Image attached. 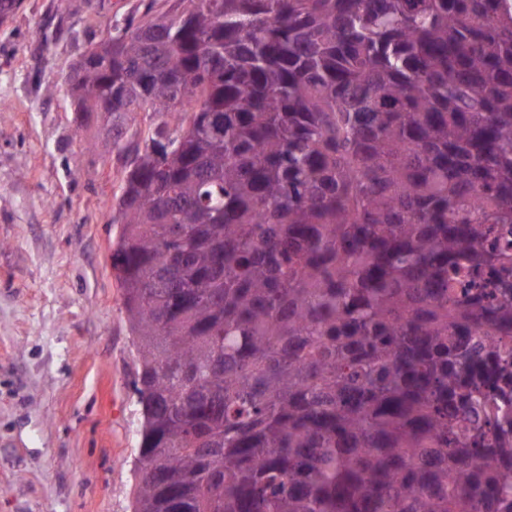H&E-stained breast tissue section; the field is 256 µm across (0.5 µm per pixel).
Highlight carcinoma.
<instances>
[{
    "label": "carcinoma",
    "mask_w": 512,
    "mask_h": 512,
    "mask_svg": "<svg viewBox=\"0 0 512 512\" xmlns=\"http://www.w3.org/2000/svg\"><path fill=\"white\" fill-rule=\"evenodd\" d=\"M117 31L78 111L115 147L177 120L112 219L132 512H512V0H178Z\"/></svg>",
    "instance_id": "1"
}]
</instances>
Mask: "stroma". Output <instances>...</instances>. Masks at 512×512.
I'll return each mask as SVG.
<instances>
[{
  "label": "stroma",
  "mask_w": 512,
  "mask_h": 512,
  "mask_svg": "<svg viewBox=\"0 0 512 512\" xmlns=\"http://www.w3.org/2000/svg\"><path fill=\"white\" fill-rule=\"evenodd\" d=\"M173 0H22L0 24V512H130L138 437L112 271L123 171L112 120L65 74L110 21Z\"/></svg>",
  "instance_id": "1"
}]
</instances>
